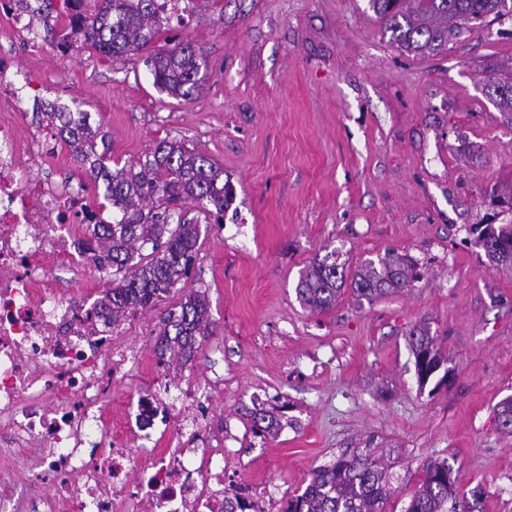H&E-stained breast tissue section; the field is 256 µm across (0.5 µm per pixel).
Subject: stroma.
I'll list each match as a JSON object with an SVG mask.
<instances>
[{"instance_id":"obj_1","label":"stroma","mask_w":512,"mask_h":512,"mask_svg":"<svg viewBox=\"0 0 512 512\" xmlns=\"http://www.w3.org/2000/svg\"><path fill=\"white\" fill-rule=\"evenodd\" d=\"M18 47L40 100L85 112L98 152L138 159L185 142L224 170L235 201L223 224L200 222L194 270L156 308L121 323L156 364L159 316L186 289L205 291L213 321L170 382L211 381L207 431L233 480L260 482L283 512L314 468L369 448L390 469L391 512H405L427 463L445 461L481 512H512V434L496 405L512 397V271L495 268L471 225L512 221V123L487 88L512 62V15L462 30L447 49L402 51L369 0H181L155 45L191 41L203 81L192 100L153 84L145 52L112 62L76 44L56 55ZM391 250L422 276L373 300L345 291L314 313L301 273L335 254L347 271ZM424 327L448 385L420 384L408 334ZM278 408L276 437L248 410Z\"/></svg>"}]
</instances>
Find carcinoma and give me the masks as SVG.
Instances as JSON below:
<instances>
[{
    "label": "carcinoma",
    "mask_w": 512,
    "mask_h": 512,
    "mask_svg": "<svg viewBox=\"0 0 512 512\" xmlns=\"http://www.w3.org/2000/svg\"><path fill=\"white\" fill-rule=\"evenodd\" d=\"M385 31L400 47L417 54L443 50L461 29H475L490 16L502 15L505 0H369ZM97 10L80 16L57 9L43 0L38 12L54 18L58 43L80 40L101 55L117 60L142 51L163 31L164 13L158 0H96ZM201 55L191 43H178L164 53L145 59L154 85L174 98L188 100L200 89ZM500 111L512 115V71L489 81ZM56 139L72 149L86 166L94 185H103L101 208H112V223L94 225L97 238L92 257L99 269L112 271V285L96 300L94 312L112 327L126 314L152 308L183 278L194 259L199 225L182 216L170 223V207L191 201L221 224L235 200L224 169L212 159L189 150L178 141L162 140L136 161L109 168V158L96 151L98 131L85 112H47ZM470 232L488 259L512 269V222L473 224ZM420 278L413 259L395 251L379 266L370 263L350 275L336 262L313 261L302 274L297 294L307 308L332 307L344 286L368 300L394 293ZM212 322L205 292L192 289L160 316L154 352L160 364L185 365L211 334ZM419 381L426 384L441 368L443 359L434 339L422 328L409 333ZM252 433L275 436L278 418L254 408L247 414ZM498 427L512 433V398L496 409ZM458 477L445 462L424 469L417 491L405 512H477L467 499H458ZM391 498L387 469L372 451L344 453L336 461L313 470L300 494L288 498L284 512H387ZM224 512H265L257 500L224 498Z\"/></svg>",
    "instance_id": "carcinoma-1"
}]
</instances>
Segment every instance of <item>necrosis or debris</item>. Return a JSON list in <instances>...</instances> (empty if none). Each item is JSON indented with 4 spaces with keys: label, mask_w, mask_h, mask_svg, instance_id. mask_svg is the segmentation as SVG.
Wrapping results in <instances>:
<instances>
[{
    "label": "necrosis or debris",
    "mask_w": 512,
    "mask_h": 512,
    "mask_svg": "<svg viewBox=\"0 0 512 512\" xmlns=\"http://www.w3.org/2000/svg\"><path fill=\"white\" fill-rule=\"evenodd\" d=\"M32 88L0 55V512H224V451L193 449L206 388L159 381L56 291L59 274L95 278L88 227L104 213L32 177L51 137L19 135ZM136 377L148 391L114 401ZM39 483L52 492L20 494Z\"/></svg>",
    "instance_id": "1"
}]
</instances>
